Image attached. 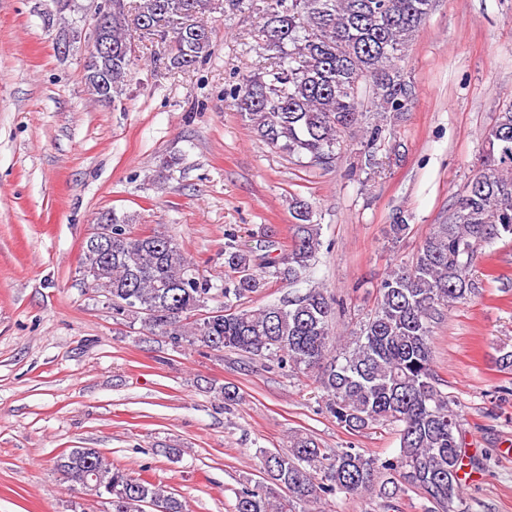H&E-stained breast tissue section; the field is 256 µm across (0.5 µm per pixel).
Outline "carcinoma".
Returning <instances> with one entry per match:
<instances>
[{
	"label": "carcinoma",
	"mask_w": 512,
	"mask_h": 512,
	"mask_svg": "<svg viewBox=\"0 0 512 512\" xmlns=\"http://www.w3.org/2000/svg\"><path fill=\"white\" fill-rule=\"evenodd\" d=\"M433 0H224L225 12L256 16V37L270 64L244 75L224 91L242 118L268 145L309 163L336 159L343 136L360 127L363 113L377 122L362 130L364 165L379 167L374 146L388 121L408 110L415 86L401 66L403 50L427 19ZM212 0H112L106 27L112 57L99 70L107 86L83 80L95 100L115 101L130 81L135 35L174 39L168 69L187 71L209 55L211 29L204 18ZM292 244L288 262L251 250L224 251L230 285L214 289L175 239L156 229L131 231L133 216L107 211L112 252L82 248L81 269L92 288L110 287L112 318L164 336L175 349L235 351L264 357L280 369L315 373L325 411L351 434L375 424L399 427V453L367 457L347 447L327 450L308 433L289 437L286 453L259 450L261 480L236 494L234 512H309L307 506L339 493L371 494L370 512H389L398 493L414 488L433 505L429 512H457L460 472L475 463L464 446L453 400L433 369L434 325L452 304L476 291L471 266L477 246L512 236V105L500 110L484 138L478 172L455 211L433 225L413 263L391 270L381 282L370 316L336 344L337 300L320 288L252 309L244 300L267 282L251 272L270 268L293 282L322 247L320 227L304 199L290 204ZM217 291L224 314L202 318L201 298ZM224 406L240 400L234 386L213 387ZM56 468L71 483L92 471L90 495L112 497L109 512H134L136 503L163 504L187 512L185 501L146 478L112 465L96 448L61 454Z\"/></svg>",
	"instance_id": "cac0c4a2"
}]
</instances>
